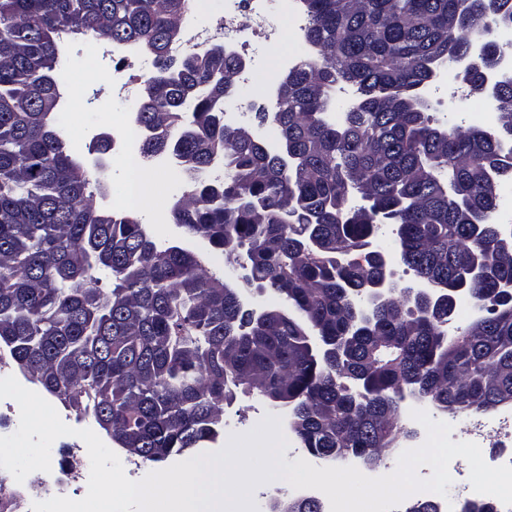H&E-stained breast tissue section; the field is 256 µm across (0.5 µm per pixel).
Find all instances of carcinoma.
I'll list each match as a JSON object with an SVG mask.
<instances>
[{
    "label": "carcinoma",
    "instance_id": "obj_1",
    "mask_svg": "<svg viewBox=\"0 0 512 512\" xmlns=\"http://www.w3.org/2000/svg\"><path fill=\"white\" fill-rule=\"evenodd\" d=\"M303 63L288 70L271 121L285 155L216 114L241 67L218 46L176 57L190 0H0V347L50 394L90 413L121 448L158 462L224 428L233 389L288 410L316 459L399 455L406 396L452 415L512 405V226L494 219L512 180V75L494 90L493 128L439 121L424 90L470 54L487 21L512 26V0H299ZM82 34L146 48L136 117L148 159L165 154L191 184L174 206L189 239L246 258L264 315L185 247L162 248L127 212L91 204L87 171L48 111L61 99L59 42ZM467 94L508 49L483 43ZM357 97L330 120L336 86ZM224 164V180L206 177ZM367 200L349 206L354 195ZM427 294L392 280L375 217ZM481 274L470 273L473 266ZM111 273L98 286L94 269ZM385 279L391 293L371 301ZM480 313L448 329L457 301ZM322 512L312 497L258 505Z\"/></svg>",
    "mask_w": 512,
    "mask_h": 512
}]
</instances>
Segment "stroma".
I'll return each instance as SVG.
<instances>
[{
	"instance_id": "obj_1",
	"label": "stroma",
	"mask_w": 512,
	"mask_h": 512,
	"mask_svg": "<svg viewBox=\"0 0 512 512\" xmlns=\"http://www.w3.org/2000/svg\"><path fill=\"white\" fill-rule=\"evenodd\" d=\"M240 21L244 40L252 44L251 50L243 56L248 68L258 69L270 47L289 39L286 21H272L262 38L255 35L257 25L250 9L241 11ZM112 51L111 61L101 67L85 65L76 79H62L58 82L62 93L60 107L72 111L76 126L75 133L65 136L69 151L83 165L89 166L94 205L103 212L112 211V191L130 182V172L112 151L106 154L107 165L104 169H93V155L86 145L80 143L78 129L87 124L94 134L107 133L115 143H122L125 132L122 127L113 125L112 115L118 112L127 120L134 116L140 105L142 83L154 71L153 57L147 51L118 45L113 46ZM116 70L120 71L126 84V92L122 95L117 94L112 81V73ZM170 178L169 160L163 156L155 158L152 167L144 169L141 190L128 206L129 212L137 217L147 231L155 234L157 242L168 246L180 240L182 230L171 221L166 222L163 229H156L153 223L154 211L160 208L164 213H171L177 201L190 189L189 183L185 182L173 195H165L163 188ZM223 409L224 428L230 434L246 431L252 423L264 418L269 412L264 400L241 393L225 402ZM84 454L85 444L80 438H58L51 447L50 472L27 476L22 484L16 485L15 490L20 496L19 512H30L34 490L67 494L86 489L87 482L82 478Z\"/></svg>"
}]
</instances>
